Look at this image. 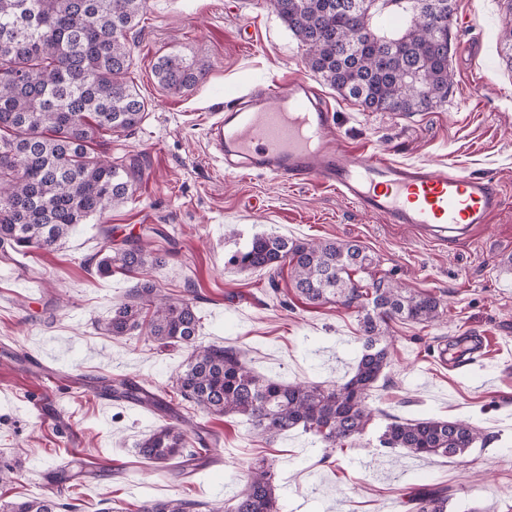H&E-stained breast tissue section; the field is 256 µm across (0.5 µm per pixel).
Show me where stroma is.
<instances>
[{
    "label": "stroma",
    "mask_w": 512,
    "mask_h": 512,
    "mask_svg": "<svg viewBox=\"0 0 512 512\" xmlns=\"http://www.w3.org/2000/svg\"><path fill=\"white\" fill-rule=\"evenodd\" d=\"M507 0H455L448 36L452 83L426 112H371L342 98L305 65L295 37L265 0H147L129 33V75L148 104L138 128L99 139L106 160L139 159L144 176L124 206L104 218L114 243L148 236L167 263L147 270L163 293L196 296L199 340L240 351L256 372L286 382H343L361 350L357 309L312 305L288 269L242 271L230 257L254 234L301 242L359 244L377 275L437 296L443 318L391 323V365L373 406L401 418H465L488 441L452 458L423 460L379 447L377 427L344 448L299 429L274 444L237 416L214 419L183 404L219 436L214 462L184 480L142 458L138 442L157 414L106 401L96 377L128 378L174 394L187 353L139 334L114 337L103 324L138 278L97 276L86 261L104 242L80 224L56 251L0 256V466L16 470L0 497L54 489L75 512H139L145 501L224 500L261 457L278 471L282 512H406L425 485L449 488L448 512H512V63L502 35ZM178 52L208 61L204 82L175 95L153 75ZM306 80L329 104L346 145L407 165L493 179L505 201L493 223L462 245L429 240L371 217L335 191L242 172L212 158V114L255 85ZM487 338L480 361L454 368L442 348Z\"/></svg>",
    "instance_id": "35a3bbf8"
}]
</instances>
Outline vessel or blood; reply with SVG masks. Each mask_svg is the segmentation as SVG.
I'll list each match as a JSON object with an SVG mask.
<instances>
[{"label":"vessel or blood","mask_w":512,"mask_h":512,"mask_svg":"<svg viewBox=\"0 0 512 512\" xmlns=\"http://www.w3.org/2000/svg\"><path fill=\"white\" fill-rule=\"evenodd\" d=\"M206 137L227 163L329 187L364 213L437 242L466 240L504 204L491 180L398 164L340 145L332 112L297 79L269 85L217 113Z\"/></svg>","instance_id":"vessel-or-blood-1"}]
</instances>
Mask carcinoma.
Returning a JSON list of instances; mask_svg holds the SVG:
<instances>
[{
    "label": "carcinoma",
    "instance_id": "obj_1",
    "mask_svg": "<svg viewBox=\"0 0 512 512\" xmlns=\"http://www.w3.org/2000/svg\"><path fill=\"white\" fill-rule=\"evenodd\" d=\"M356 2L268 0L307 67L341 96L372 112H425L446 101L448 40L431 29L429 9L445 11L451 21L453 0H378L369 12ZM145 8L146 0H0V253L58 249L76 225L126 203L141 181L142 167L103 160L94 144L105 134L135 130L145 118L147 104L128 78L133 54L127 40ZM370 30L395 44L383 62L359 48ZM208 71L205 60L178 52L154 65L159 85L173 94L197 86ZM99 233L105 249L94 260L101 276L114 268L136 273L166 265L165 251L142 241L114 247L110 226ZM229 263L274 274L287 264L306 301L365 311L352 375L332 388L261 376L239 351L198 342L193 299L172 298L150 279L113 307L104 330L126 336L144 329L162 347L186 349L175 379L181 400L210 416H241L268 443L294 428L331 449L361 439L383 414L369 399L390 365L389 323L431 324L444 314L436 296L373 275L374 258L349 242L257 234ZM358 271L368 274L367 286L352 278ZM100 391L173 419L139 443L143 457L163 469L176 463V474L186 479L213 462L219 436L181 414L163 392L106 378ZM483 440L472 422L440 417L389 416L377 436L382 448L422 457L462 455ZM276 481L274 463L261 459L248 467L243 491L223 503L172 498L147 501L140 512H280ZM408 504L410 512H447L448 490L418 489ZM63 508L52 494L0 503V512Z\"/></svg>",
    "mask_w": 512,
    "mask_h": 512
}]
</instances>
